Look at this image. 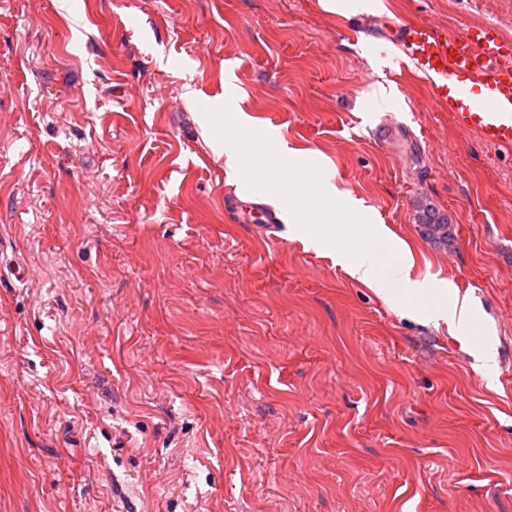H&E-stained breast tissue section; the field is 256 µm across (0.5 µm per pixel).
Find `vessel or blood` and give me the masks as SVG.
Returning <instances> with one entry per match:
<instances>
[{
  "label": "vessel or blood",
  "mask_w": 512,
  "mask_h": 512,
  "mask_svg": "<svg viewBox=\"0 0 512 512\" xmlns=\"http://www.w3.org/2000/svg\"><path fill=\"white\" fill-rule=\"evenodd\" d=\"M428 80L434 104L487 145L512 148V40L492 29L451 31L410 22L395 40Z\"/></svg>",
  "instance_id": "obj_1"
}]
</instances>
